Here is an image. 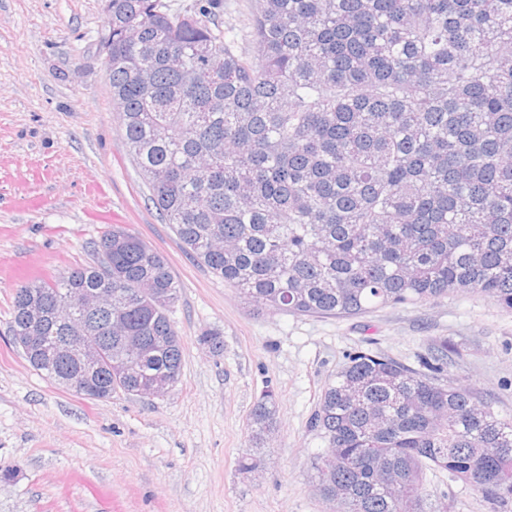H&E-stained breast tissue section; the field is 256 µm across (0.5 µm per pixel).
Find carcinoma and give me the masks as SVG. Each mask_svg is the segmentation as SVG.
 <instances>
[{
    "mask_svg": "<svg viewBox=\"0 0 512 512\" xmlns=\"http://www.w3.org/2000/svg\"><path fill=\"white\" fill-rule=\"evenodd\" d=\"M253 54L162 0H112L106 66L122 130L183 250L259 312L358 315L453 292L512 309V0H257ZM94 265L20 285L9 325L30 367L65 365L24 337L82 312L101 349L98 391L132 395L182 375L168 311L180 285L131 231ZM141 347L126 364L125 337ZM448 344L419 369L360 352L310 428L317 488L341 512H435L427 471L512 502V418L439 383ZM268 390L250 413L252 472L275 430Z\"/></svg>",
    "mask_w": 512,
    "mask_h": 512,
    "instance_id": "obj_1",
    "label": "carcinoma"
}]
</instances>
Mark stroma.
<instances>
[{"mask_svg":"<svg viewBox=\"0 0 512 512\" xmlns=\"http://www.w3.org/2000/svg\"><path fill=\"white\" fill-rule=\"evenodd\" d=\"M210 8L213 28L252 51L256 0H165ZM105 0H0V512H333L311 459L309 422L351 354L410 367L455 350L441 384L490 397L512 417V310L451 294L357 316L253 311L180 246L149 198L112 102L102 47ZM161 253L181 286L170 318L183 345L163 397L89 399L37 374L9 334L15 289L94 263L112 225ZM220 333L224 349L200 344ZM276 425L257 470L237 461L265 390ZM426 488L440 512H493L442 471Z\"/></svg>","mask_w":512,"mask_h":512,"instance_id":"obj_1","label":"stroma"}]
</instances>
